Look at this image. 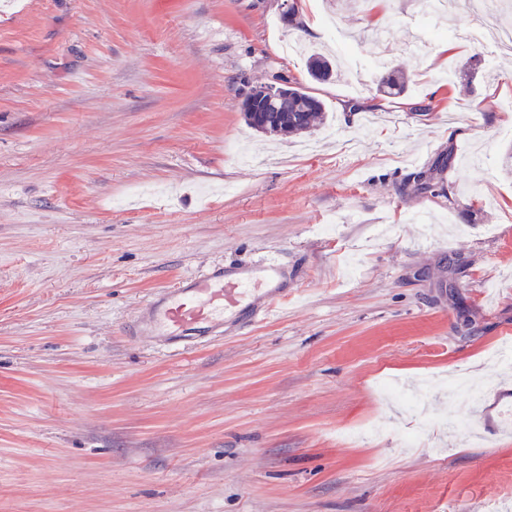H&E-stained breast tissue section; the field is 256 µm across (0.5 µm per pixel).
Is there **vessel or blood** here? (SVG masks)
I'll return each mask as SVG.
<instances>
[{
  "mask_svg": "<svg viewBox=\"0 0 512 512\" xmlns=\"http://www.w3.org/2000/svg\"><path fill=\"white\" fill-rule=\"evenodd\" d=\"M281 269L279 255L272 253L234 270L217 265L185 275L147 304V333L172 343L207 341L223 333L225 323L264 316L283 296Z\"/></svg>",
  "mask_w": 512,
  "mask_h": 512,
  "instance_id": "vessel-or-blood-1",
  "label": "vessel or blood"
}]
</instances>
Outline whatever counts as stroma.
<instances>
[{"label": "stroma", "mask_w": 512, "mask_h": 512, "mask_svg": "<svg viewBox=\"0 0 512 512\" xmlns=\"http://www.w3.org/2000/svg\"><path fill=\"white\" fill-rule=\"evenodd\" d=\"M282 3L0 0V512L512 504L490 358L512 341V53L469 0H296L291 24ZM326 12L356 42L317 83L280 45L327 48ZM381 22L402 96L377 91ZM286 81L325 106L312 153L244 120ZM270 251L288 296L266 316L202 344L133 331L157 290ZM462 372L478 400L446 393ZM388 376L422 391L419 447Z\"/></svg>", "instance_id": "1"}]
</instances>
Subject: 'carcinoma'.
<instances>
[{"mask_svg":"<svg viewBox=\"0 0 512 512\" xmlns=\"http://www.w3.org/2000/svg\"><path fill=\"white\" fill-rule=\"evenodd\" d=\"M307 74L315 82H327L336 74V62L314 52L308 57ZM406 89V79L394 69L380 80L379 92L384 96H399ZM259 97L256 107L262 112V117H257L248 108L244 109V117L247 124L260 133L303 135L311 132L325 117L324 104L295 84L281 89L272 85L261 86Z\"/></svg>","mask_w":512,"mask_h":512,"instance_id":"obj_1","label":"carcinoma"}]
</instances>
